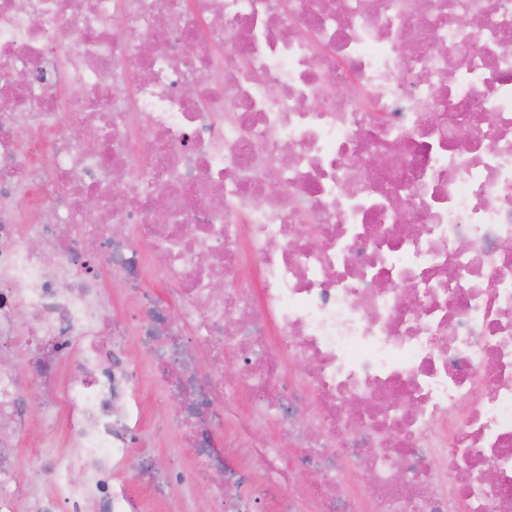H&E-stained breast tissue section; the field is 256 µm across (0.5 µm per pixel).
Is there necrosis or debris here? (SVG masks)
<instances>
[{"mask_svg": "<svg viewBox=\"0 0 512 512\" xmlns=\"http://www.w3.org/2000/svg\"><path fill=\"white\" fill-rule=\"evenodd\" d=\"M133 338L165 512H512V0H0V512H141ZM136 361L142 376L141 403L142 426L149 435L146 448H132L131 454L118 478L123 480L130 492L139 497L144 503V512H161L153 489L139 481L136 477V464L139 455L144 451H151L161 465L189 467L192 464L193 455L189 448H182L179 436L169 424L170 419L178 410V404L169 391L153 379L150 371L151 358L138 354ZM61 429L59 421L42 420L35 415L30 439L23 441L19 448L20 478H26L34 455L44 454L43 458H47L55 452H67L68 448L62 442Z\"/></svg>", "mask_w": 512, "mask_h": 512, "instance_id": "1", "label": "necrosis or debris"}]
</instances>
